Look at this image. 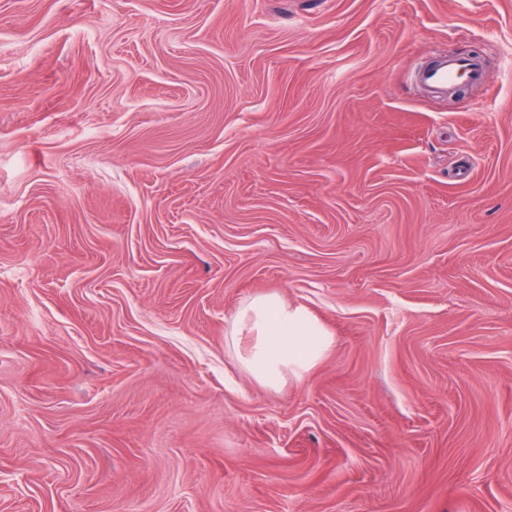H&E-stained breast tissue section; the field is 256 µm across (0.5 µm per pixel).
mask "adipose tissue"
I'll return each instance as SVG.
<instances>
[{
	"label": "adipose tissue",
	"mask_w": 512,
	"mask_h": 512,
	"mask_svg": "<svg viewBox=\"0 0 512 512\" xmlns=\"http://www.w3.org/2000/svg\"><path fill=\"white\" fill-rule=\"evenodd\" d=\"M231 340L237 364L272 391L304 379L335 342L307 307L275 292L257 295L238 308Z\"/></svg>",
	"instance_id": "ef3b65f1"
}]
</instances>
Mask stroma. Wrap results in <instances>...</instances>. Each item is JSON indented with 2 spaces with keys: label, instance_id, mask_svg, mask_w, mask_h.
<instances>
[{
  "label": "stroma",
  "instance_id": "obj_1",
  "mask_svg": "<svg viewBox=\"0 0 512 512\" xmlns=\"http://www.w3.org/2000/svg\"><path fill=\"white\" fill-rule=\"evenodd\" d=\"M0 512H512V0H0ZM439 58L440 60H435L419 73L418 80L421 84L437 92H446L461 74L474 83L484 82L485 71L475 59L448 55ZM231 333L237 364L258 385L272 391L304 379L335 342L307 307L288 303L275 292L243 303Z\"/></svg>",
  "mask_w": 512,
  "mask_h": 512
}]
</instances>
